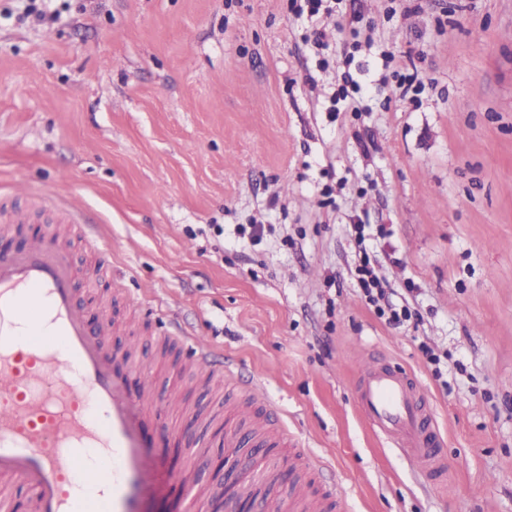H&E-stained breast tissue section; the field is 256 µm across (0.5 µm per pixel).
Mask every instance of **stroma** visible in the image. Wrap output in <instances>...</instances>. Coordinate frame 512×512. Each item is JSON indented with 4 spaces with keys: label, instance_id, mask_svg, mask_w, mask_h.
<instances>
[{
    "label": "stroma",
    "instance_id": "1",
    "mask_svg": "<svg viewBox=\"0 0 512 512\" xmlns=\"http://www.w3.org/2000/svg\"><path fill=\"white\" fill-rule=\"evenodd\" d=\"M36 4L50 21L0 0V211L49 229L51 196L97 227L73 245L80 302L107 297L109 349L136 344L159 392L182 397L174 428L193 422L204 444L160 446L171 468L229 498L250 485L263 512L280 473L246 462L291 449L245 446L224 475L213 417L258 379L345 512H512V0H344L319 56L288 0ZM383 50L420 94L400 97ZM344 51L361 90L335 103L319 59ZM364 252L404 325L357 287ZM174 325L210 339L240 390L197 387L185 348L159 342ZM365 357L430 393L447 485L359 419Z\"/></svg>",
    "mask_w": 512,
    "mask_h": 512
}]
</instances>
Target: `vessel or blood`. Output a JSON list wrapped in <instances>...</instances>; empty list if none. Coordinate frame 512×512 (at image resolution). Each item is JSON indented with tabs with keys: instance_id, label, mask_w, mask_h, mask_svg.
Here are the masks:
<instances>
[{
	"instance_id": "vessel-or-blood-1",
	"label": "vessel or blood",
	"mask_w": 512,
	"mask_h": 512,
	"mask_svg": "<svg viewBox=\"0 0 512 512\" xmlns=\"http://www.w3.org/2000/svg\"><path fill=\"white\" fill-rule=\"evenodd\" d=\"M74 268L67 240L36 234L17 251L0 253V512H11L13 483L30 486L29 512H145L150 500L180 489L182 512L207 497L191 466L173 470L153 449L173 436L168 397L131 351L115 357L89 335L74 299ZM188 346L189 369L235 385L216 369L213 344L174 330ZM355 403L371 429L400 448L424 474L444 479L448 461L430 397L420 380L387 362L358 371ZM156 427L148 438L147 424ZM288 440L280 408L242 414L225 429V447L251 443L276 448ZM112 463L111 475L89 470L88 450ZM335 493L316 498L308 479L286 495H271L265 512H334Z\"/></svg>"
}]
</instances>
